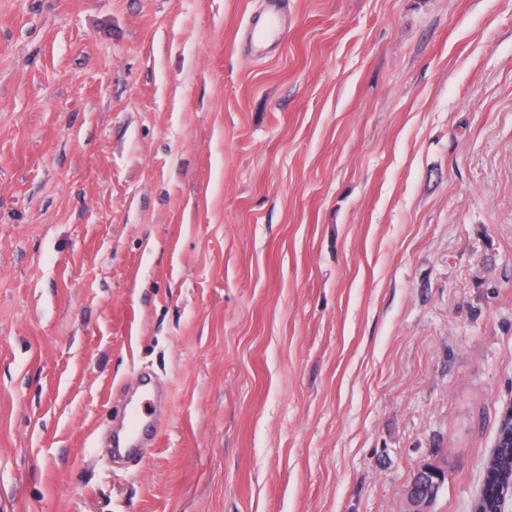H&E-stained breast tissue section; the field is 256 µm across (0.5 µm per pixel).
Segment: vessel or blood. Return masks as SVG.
<instances>
[{"label": "vessel or blood", "mask_w": 512, "mask_h": 512, "mask_svg": "<svg viewBox=\"0 0 512 512\" xmlns=\"http://www.w3.org/2000/svg\"><path fill=\"white\" fill-rule=\"evenodd\" d=\"M285 25L284 0H265L264 8L251 17L246 31L251 51L260 53L275 44ZM140 388V395L131 400L127 419L112 441L113 460L128 464L139 463L145 448L152 446L168 406L166 386L152 375L142 377Z\"/></svg>", "instance_id": "1"}]
</instances>
